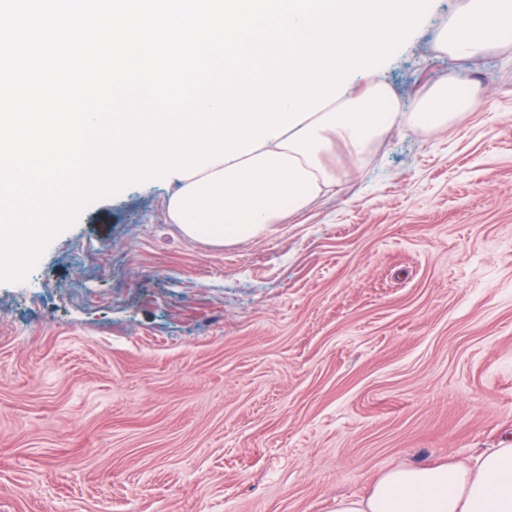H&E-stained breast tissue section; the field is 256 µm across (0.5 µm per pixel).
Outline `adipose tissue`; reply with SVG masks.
I'll return each mask as SVG.
<instances>
[{
	"mask_svg": "<svg viewBox=\"0 0 512 512\" xmlns=\"http://www.w3.org/2000/svg\"><path fill=\"white\" fill-rule=\"evenodd\" d=\"M512 31V0H467L436 40L439 52L469 58L494 50ZM454 80L431 88L412 111H400L387 84L339 99L249 155L220 162L181 180L164 204L167 219L191 238L232 244L264 233L284 208H307L336 183L329 157L343 146L359 161L396 123L447 127ZM335 512H512V445L474 462L398 466L385 471L364 498H341Z\"/></svg>",
	"mask_w": 512,
	"mask_h": 512,
	"instance_id": "obj_1",
	"label": "adipose tissue"
}]
</instances>
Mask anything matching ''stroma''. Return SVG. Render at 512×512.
Here are the masks:
<instances>
[{"label": "stroma", "instance_id": "obj_1", "mask_svg": "<svg viewBox=\"0 0 512 512\" xmlns=\"http://www.w3.org/2000/svg\"><path fill=\"white\" fill-rule=\"evenodd\" d=\"M431 0L384 64L396 124L260 237L167 221L131 183L0 281V512H335L399 465L512 444V42L434 49Z\"/></svg>", "mask_w": 512, "mask_h": 512}]
</instances>
